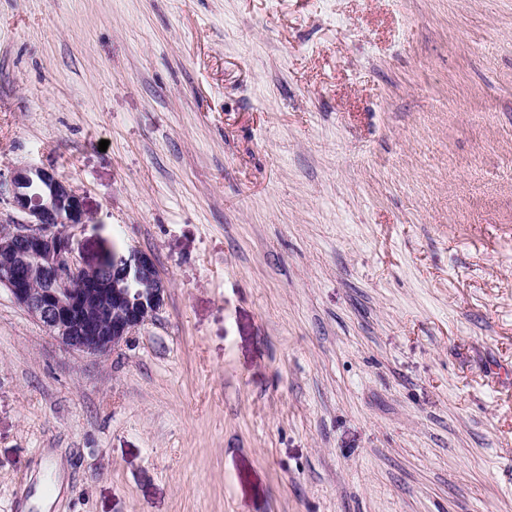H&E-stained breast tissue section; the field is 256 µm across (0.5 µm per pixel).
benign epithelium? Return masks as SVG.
I'll return each mask as SVG.
<instances>
[{
  "label": "benign epithelium",
  "mask_w": 512,
  "mask_h": 512,
  "mask_svg": "<svg viewBox=\"0 0 512 512\" xmlns=\"http://www.w3.org/2000/svg\"><path fill=\"white\" fill-rule=\"evenodd\" d=\"M8 185L0 284L63 349L106 356L158 315L165 284L150 254L132 252L109 278L74 259L71 229L89 214L68 181L51 168L24 165L11 171Z\"/></svg>",
  "instance_id": "obj_1"
}]
</instances>
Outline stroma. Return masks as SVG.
<instances>
[{"label": "stroma", "instance_id": "35a3bbf8", "mask_svg": "<svg viewBox=\"0 0 512 512\" xmlns=\"http://www.w3.org/2000/svg\"><path fill=\"white\" fill-rule=\"evenodd\" d=\"M26 164L167 295L0 286V512H512V0H0Z\"/></svg>", "mask_w": 512, "mask_h": 512}]
</instances>
